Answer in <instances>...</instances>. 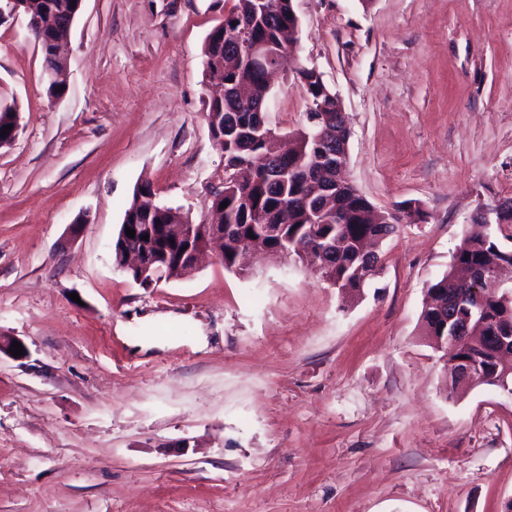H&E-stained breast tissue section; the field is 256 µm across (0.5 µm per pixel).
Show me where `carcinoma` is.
Masks as SVG:
<instances>
[{
    "mask_svg": "<svg viewBox=\"0 0 512 512\" xmlns=\"http://www.w3.org/2000/svg\"><path fill=\"white\" fill-rule=\"evenodd\" d=\"M72 0H30L28 7L46 11L53 20L71 9ZM265 11L256 12L254 0H235L233 8L224 14L223 24L206 38L204 73L208 101L206 121L209 132L224 156L222 186L210 193L208 207L221 211L224 243L218 246V258L224 269L244 273L250 264L246 258L256 251H276L296 256L299 262L313 265L322 280L345 293H363L383 271V259L378 251H367L394 236L401 220H424V213L411 206L403 215H384L360 195L353 185L336 179V170L323 167L319 157L317 135L320 129L305 123L291 133L294 148L286 153L275 149V131L265 125L266 116H258L253 107L228 96V89L248 85L257 90L265 84L264 75L243 65L236 51L224 38L229 30L248 26L254 40L281 46L282 31L294 24L292 0H266ZM296 79L309 96V109L336 118V132L344 135L346 117L336 111V94L323 83L320 73L298 67ZM151 185L137 187L125 209L120 229L130 227L135 237L149 235L148 251L167 271V278L189 277L186 265L177 259L179 249L190 244L202 250L213 247L207 227L191 223L179 209L153 200ZM226 208H221L223 202ZM167 224H186L192 231L179 243L164 235ZM279 224L280 233L268 238L263 225ZM496 238L485 225L466 234L456 249L448 272L428 286L432 296L463 295L481 275L487 279L496 275L500 264L507 261ZM489 321L476 327L473 335L482 337L476 346L462 343L457 347L441 345L447 335V309L428 307L421 314L422 335L448 357L449 371L453 360L479 363L481 373L477 383L505 387L512 384V369L498 360L499 348L495 336L512 330V296L501 292L488 297Z\"/></svg>",
    "mask_w": 512,
    "mask_h": 512,
    "instance_id": "cac0c4a2",
    "label": "carcinoma"
}]
</instances>
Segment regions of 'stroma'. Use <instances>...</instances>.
<instances>
[{
    "mask_svg": "<svg viewBox=\"0 0 512 512\" xmlns=\"http://www.w3.org/2000/svg\"><path fill=\"white\" fill-rule=\"evenodd\" d=\"M233 4L84 0L57 98L25 19L0 22V340L26 348L0 352V512H512V391L452 387L420 325L474 216L512 198V0H293L350 183L426 215L355 301L277 254L149 288L113 262L141 183L210 220L203 46ZM308 107L283 71L270 126Z\"/></svg>",
    "mask_w": 512,
    "mask_h": 512,
    "instance_id": "obj_1",
    "label": "stroma"
}]
</instances>
